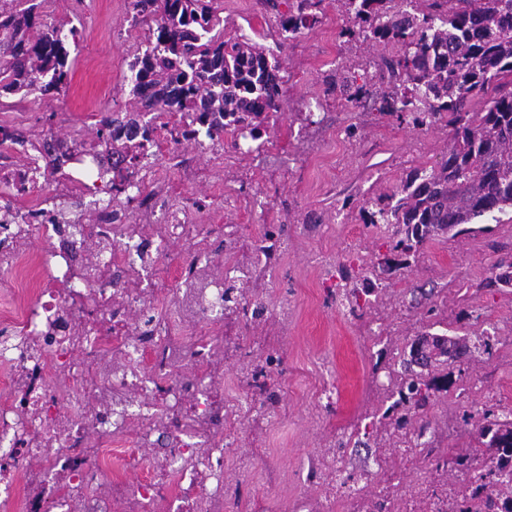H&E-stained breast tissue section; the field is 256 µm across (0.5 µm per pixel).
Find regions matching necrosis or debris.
<instances>
[{
	"instance_id": "4bbe7bcc",
	"label": "necrosis or debris",
	"mask_w": 512,
	"mask_h": 512,
	"mask_svg": "<svg viewBox=\"0 0 512 512\" xmlns=\"http://www.w3.org/2000/svg\"><path fill=\"white\" fill-rule=\"evenodd\" d=\"M137 123L159 130L136 169L133 131L95 146L53 138L19 168L0 160V273L19 268L30 240L49 243L35 300L0 308V512H224L237 494L224 453L260 395L224 397L215 327L225 284L262 281L288 245L265 235L248 244L256 265L214 261L213 243L241 246L243 230L188 187L223 167V135L189 121L171 132L153 112ZM106 170L131 172L134 202H99L90 228L53 208L106 192ZM175 245L192 259L174 274Z\"/></svg>"
}]
</instances>
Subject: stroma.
Wrapping results in <instances>:
<instances>
[{"instance_id":"obj_1","label":"stroma","mask_w":512,"mask_h":512,"mask_svg":"<svg viewBox=\"0 0 512 512\" xmlns=\"http://www.w3.org/2000/svg\"><path fill=\"white\" fill-rule=\"evenodd\" d=\"M220 6L227 34H244L277 49L288 75L270 144L261 156L227 149L224 168L191 188L202 200L212 199L223 182L266 198L268 204L261 208L225 209L224 221L258 234L277 224L288 242L276 280L267 287V314L252 324L232 323L231 335L224 338L225 391L245 390L235 367L241 352L251 350L257 360L274 348L282 364L270 387L288 394L284 410L263 423L248 424L240 447L227 450L224 474L239 492L229 512H255L254 500L272 463L277 466L278 500L269 512H291L298 499L308 512H328L305 476L317 451L327 449L347 419L360 430L376 431L377 438L361 450L344 449L349 479L339 488L338 512H365L369 501L378 499L377 489L365 487L363 475L382 457L389 458L405 486L422 481L436 489L459 481L458 473L437 469L436 459L471 442L463 413L492 406L512 409V362L500 355L512 346V287L483 285L497 261L512 260V209L486 223L467 225L456 236L436 237L407 265L384 273L379 313L389 333L376 336L370 308L353 314L324 293L323 273L314 257L327 252L344 264L358 252L367 262L376 261L385 235L362 222L359 200L390 192L412 169L443 162L447 132L414 130L380 115L372 104L354 107L325 97L323 79L338 64L398 52L393 45L373 50L344 43L338 33L345 19L332 2L318 26L287 42L281 39L276 11L264 0H220ZM42 9L77 30L72 79L52 100L9 98L0 107V120L21 121L33 140L52 134L96 142L97 121L132 106L127 63L144 44V33L129 22L128 0H44ZM313 98L320 99L319 110L310 109ZM49 114L54 117L50 123L45 120ZM353 126L358 129L354 136L349 133ZM349 196L354 205H345ZM282 298L294 305L285 323L273 312ZM431 307L437 314L429 318L425 312ZM484 332L494 334L495 352L476 361L436 364V374H451L448 393L457 404L448 412L436 401L410 417L406 432L422 435L428 451L424 467L412 469L396 452L393 433L376 429L386 399L381 382L399 371L404 349L419 337L444 334L470 342ZM320 361L329 369L324 377L334 385L336 397L322 427L313 430L306 415L317 405Z\"/></svg>"}]
</instances>
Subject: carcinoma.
Masks as SVG:
<instances>
[{
  "instance_id": "obj_1",
  "label": "carcinoma",
  "mask_w": 512,
  "mask_h": 512,
  "mask_svg": "<svg viewBox=\"0 0 512 512\" xmlns=\"http://www.w3.org/2000/svg\"><path fill=\"white\" fill-rule=\"evenodd\" d=\"M279 14L283 40L313 30L324 14L325 0H265ZM134 24L146 33V46L129 62L130 94L141 100L149 82L162 88L154 112L224 113L232 126L231 146L244 147L268 134L272 114L280 112L281 62L264 45L244 35L226 36L217 0H129ZM346 18L340 37L372 46H399L380 58L379 84L367 78L360 61L341 64L326 77L327 92L358 105L373 101L376 110L414 130L448 128V158L430 169L408 173L390 193L370 197L360 206L367 224H381L389 251L408 255L426 242L462 224H481L512 208V0H336ZM37 0H0V95H34L54 99L71 76L70 44L63 25L40 12ZM363 74H358V71ZM487 96L480 112L470 110L476 97ZM98 139L105 141L122 120H99ZM340 293L350 303L371 294L363 272L343 273ZM492 354L490 337L469 346L448 336L422 338L411 344L398 379L400 398L382 415L384 426L402 427L436 394L448 391L451 375L424 372L433 359L458 362L475 354ZM475 445L459 448L449 463L460 468L482 459L477 492L512 494V410H486L474 419Z\"/></svg>"
}]
</instances>
